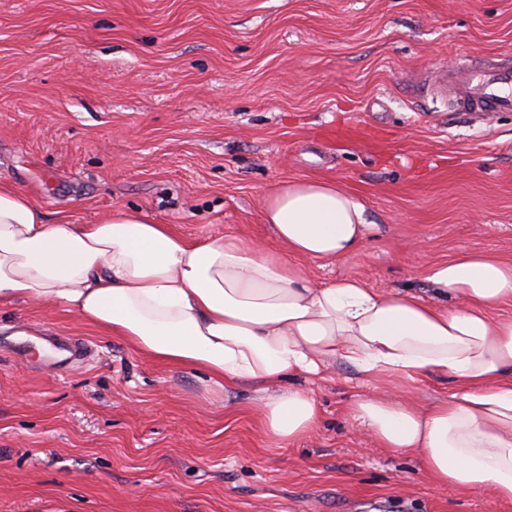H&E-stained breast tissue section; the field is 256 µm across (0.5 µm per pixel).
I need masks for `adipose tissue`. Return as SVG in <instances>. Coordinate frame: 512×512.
I'll return each instance as SVG.
<instances>
[{"label": "adipose tissue", "instance_id": "1", "mask_svg": "<svg viewBox=\"0 0 512 512\" xmlns=\"http://www.w3.org/2000/svg\"><path fill=\"white\" fill-rule=\"evenodd\" d=\"M263 218L281 251L227 233L186 241L129 209L95 224L47 223L22 190L0 186V304L60 307L137 354L204 373L229 390L256 385L266 434L290 442L320 419L298 382L342 362L386 386L450 382L420 406L380 394L349 415L380 448H412L434 482L512 503V263L462 254L428 264L433 290L379 293L364 279L307 280L298 259L349 255L370 226L336 185L272 190Z\"/></svg>", "mask_w": 512, "mask_h": 512}]
</instances>
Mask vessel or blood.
<instances>
[{
	"mask_svg": "<svg viewBox=\"0 0 512 512\" xmlns=\"http://www.w3.org/2000/svg\"><path fill=\"white\" fill-rule=\"evenodd\" d=\"M448 95L457 112H512V66L464 67L449 73Z\"/></svg>",
	"mask_w": 512,
	"mask_h": 512,
	"instance_id": "1",
	"label": "vessel or blood"
}]
</instances>
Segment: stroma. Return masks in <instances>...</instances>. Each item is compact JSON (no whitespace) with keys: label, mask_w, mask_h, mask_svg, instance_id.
<instances>
[{"label":"stroma","mask_w":512,"mask_h":512,"mask_svg":"<svg viewBox=\"0 0 512 512\" xmlns=\"http://www.w3.org/2000/svg\"><path fill=\"white\" fill-rule=\"evenodd\" d=\"M501 58L512 0H0V184L51 224L131 207L189 241L270 245L268 193L329 181L373 229L305 276L428 297L430 262H512V112L472 119L436 85ZM51 334L86 356L55 368L37 350ZM371 391L334 364L312 387L319 426L282 445L255 386L220 389L61 308L2 305L0 512H512L437 486L417 450L374 447L347 413Z\"/></svg>","instance_id":"stroma-1"}]
</instances>
